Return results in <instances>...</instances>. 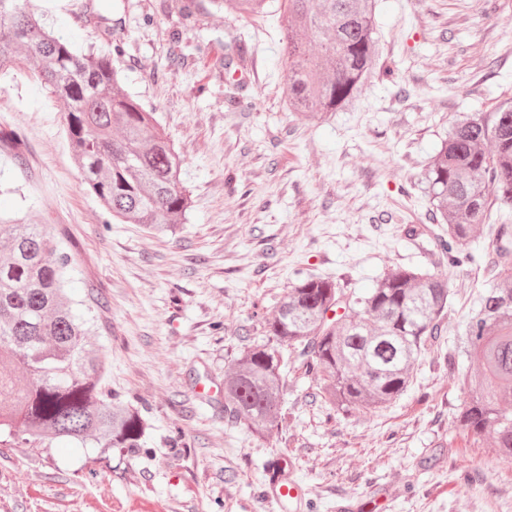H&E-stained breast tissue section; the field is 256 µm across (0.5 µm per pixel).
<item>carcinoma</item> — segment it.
Here are the masks:
<instances>
[{"label":"carcinoma","instance_id":"1","mask_svg":"<svg viewBox=\"0 0 512 512\" xmlns=\"http://www.w3.org/2000/svg\"><path fill=\"white\" fill-rule=\"evenodd\" d=\"M31 2L0 0V72L36 62L35 75L62 106L91 191L112 216L175 233L191 199L170 137L122 90L111 54L47 29ZM269 2L187 0L183 17L207 7L257 15ZM376 33L375 0H288L283 100L298 121L349 110L371 75ZM247 64L240 43L220 62L227 74ZM425 181L428 203L440 214L436 264L493 270L494 285L479 293L465 335L443 354L451 371L464 358L480 366L457 419L471 444L491 435L512 460V224H488L484 248L474 241L493 207L512 210V97L456 121ZM72 271L71 256L44 225L0 215V431L18 448L64 442L137 453L150 424L112 392L92 342L94 307L80 300L83 310L73 311L64 291ZM448 295L442 274L412 267L391 269L363 293L347 294L329 277L297 280L267 322L268 341L244 350L224 378V414L260 435L286 421V347L339 413L398 399L418 357L441 342Z\"/></svg>","mask_w":512,"mask_h":512}]
</instances>
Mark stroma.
Returning <instances> with one entry per match:
<instances>
[{
    "instance_id": "1",
    "label": "stroma",
    "mask_w": 512,
    "mask_h": 512,
    "mask_svg": "<svg viewBox=\"0 0 512 512\" xmlns=\"http://www.w3.org/2000/svg\"><path fill=\"white\" fill-rule=\"evenodd\" d=\"M183 0H40L79 45L110 51L124 88L154 109L182 152L187 221L173 235L113 220L83 181L60 103L22 63L0 75V177L74 256L69 297L99 295L98 334L114 393L143 405L146 452L16 448L0 442V512H512V461L470 446L456 419L469 397L443 348L415 362L404 395L336 414L284 352L282 428L257 435L224 418V375L289 286L331 277L363 292L397 266L431 267L433 226L418 183L449 127L512 97V0H378L371 76L352 108L296 120L282 100L280 17L197 14ZM182 32L183 64L168 33ZM249 51L238 78L217 63ZM241 105L229 104V97ZM23 165H15L13 152ZM462 335L480 287L442 267ZM305 490L282 509L262 491L273 459Z\"/></svg>"
}]
</instances>
